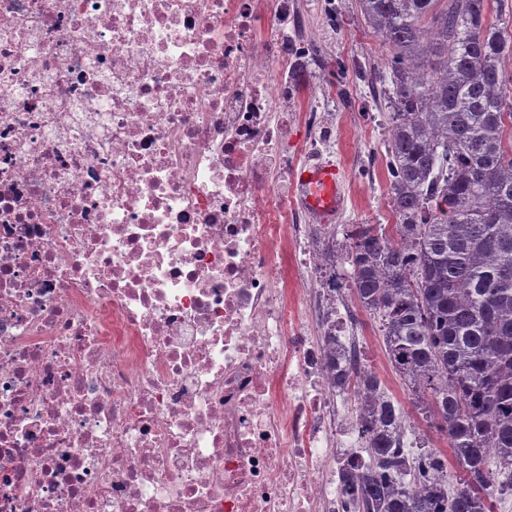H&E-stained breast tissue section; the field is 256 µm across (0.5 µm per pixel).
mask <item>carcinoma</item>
<instances>
[{
	"mask_svg": "<svg viewBox=\"0 0 512 512\" xmlns=\"http://www.w3.org/2000/svg\"><path fill=\"white\" fill-rule=\"evenodd\" d=\"M389 104L394 234L352 224L323 242L331 271L379 323L387 358L459 468L421 442L378 375L356 371L366 458L342 472L345 512H494L512 497V31L488 0H358ZM327 377L349 371L325 336Z\"/></svg>",
	"mask_w": 512,
	"mask_h": 512,
	"instance_id": "cac0c4a2",
	"label": "carcinoma"
}]
</instances>
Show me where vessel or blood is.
<instances>
[{
	"instance_id": "obj_1",
	"label": "vessel or blood",
	"mask_w": 512,
	"mask_h": 512,
	"mask_svg": "<svg viewBox=\"0 0 512 512\" xmlns=\"http://www.w3.org/2000/svg\"><path fill=\"white\" fill-rule=\"evenodd\" d=\"M297 185L306 205L320 223L331 222L345 200L347 176L333 163L304 164L296 171Z\"/></svg>"
}]
</instances>
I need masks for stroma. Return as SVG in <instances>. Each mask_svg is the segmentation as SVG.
I'll list each match as a JSON object with an SVG mask.
<instances>
[{"label": "stroma", "instance_id": "35a3bbf8", "mask_svg": "<svg viewBox=\"0 0 512 512\" xmlns=\"http://www.w3.org/2000/svg\"><path fill=\"white\" fill-rule=\"evenodd\" d=\"M314 37L318 52L313 58L321 66L324 85L312 92L322 101L329 119L336 124V151L330 160L348 176L347 210L336 223L337 231L350 224H391L395 216L387 193L385 143L389 109L368 78L359 76L356 64L376 60L374 37L358 15L357 0H297ZM346 70H338L339 61ZM351 333L358 336L369 357V367L402 403L417 437L431 446L446 449L445 439L428 428L418 415L411 397L392 368L378 323L359 313Z\"/></svg>", "mask_w": 512, "mask_h": 512}]
</instances>
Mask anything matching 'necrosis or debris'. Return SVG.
I'll use <instances>...</instances> for the list:
<instances>
[{"label":"necrosis or debris","mask_w":512,"mask_h":512,"mask_svg":"<svg viewBox=\"0 0 512 512\" xmlns=\"http://www.w3.org/2000/svg\"><path fill=\"white\" fill-rule=\"evenodd\" d=\"M295 0H0V512H344L289 190Z\"/></svg>","instance_id":"obj_1"}]
</instances>
